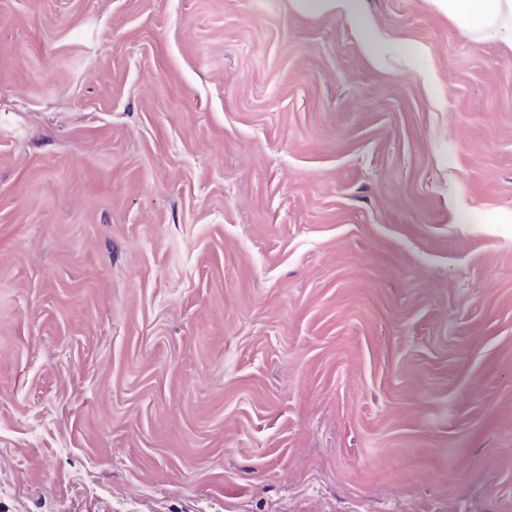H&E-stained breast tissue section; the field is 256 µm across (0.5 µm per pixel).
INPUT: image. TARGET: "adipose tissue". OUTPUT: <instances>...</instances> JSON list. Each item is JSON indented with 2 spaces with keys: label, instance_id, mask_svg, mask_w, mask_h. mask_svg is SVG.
Instances as JSON below:
<instances>
[{
  "label": "adipose tissue",
  "instance_id": "1",
  "mask_svg": "<svg viewBox=\"0 0 512 512\" xmlns=\"http://www.w3.org/2000/svg\"><path fill=\"white\" fill-rule=\"evenodd\" d=\"M448 16L457 26L483 40L498 41L512 48V0H442ZM302 14L317 17L342 16L358 29L368 24L359 0H293Z\"/></svg>",
  "mask_w": 512,
  "mask_h": 512
}]
</instances>
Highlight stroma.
<instances>
[{
	"label": "stroma",
	"instance_id": "obj_1",
	"mask_svg": "<svg viewBox=\"0 0 512 512\" xmlns=\"http://www.w3.org/2000/svg\"><path fill=\"white\" fill-rule=\"evenodd\" d=\"M360 5L0 0V512H512V51ZM292 3L304 15L317 18L343 16L360 30L368 28L358 7L359 0H293Z\"/></svg>",
	"mask_w": 512,
	"mask_h": 512
}]
</instances>
